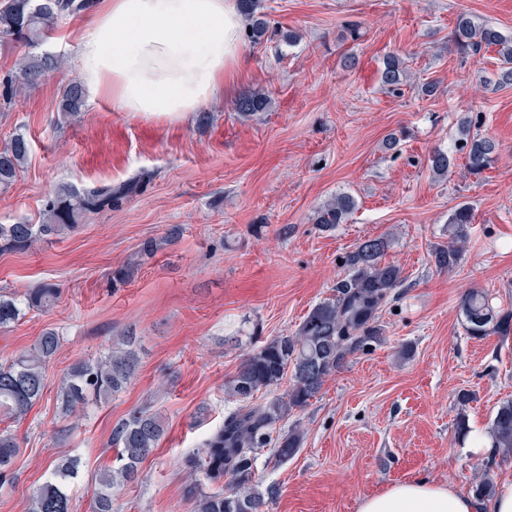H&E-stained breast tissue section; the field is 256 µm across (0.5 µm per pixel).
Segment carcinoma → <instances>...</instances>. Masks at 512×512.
I'll return each instance as SVG.
<instances>
[{
	"instance_id": "1",
	"label": "carcinoma",
	"mask_w": 512,
	"mask_h": 512,
	"mask_svg": "<svg viewBox=\"0 0 512 512\" xmlns=\"http://www.w3.org/2000/svg\"><path fill=\"white\" fill-rule=\"evenodd\" d=\"M93 0H3L0 4V36L28 45H38L46 34L65 19L81 16ZM240 13L249 21L248 37L256 42L272 39L268 22L256 15L258 0H238ZM457 52L477 57L494 48L499 57V83L512 85V36L496 27L461 15L451 32ZM55 58L47 53L31 54L25 63L6 79L0 98L10 102L32 87L46 72L55 68ZM381 85L400 94L410 85L404 59L386 56L380 72ZM61 111L72 121L85 108L83 86L72 81L63 87ZM268 98L261 93H245L235 109L249 115L268 109ZM472 121L460 122L456 152L464 160L468 174L478 177L489 169L496 157V142L471 129ZM29 154V142L21 132L0 149V190L11 187ZM454 164L453 155L436 151L429 157L433 173L443 175ZM138 184L122 182L105 188L79 189L61 183L46 197L45 221L41 224H0V250H23L39 238L63 237L80 228L88 213L112 209L131 197ZM356 209V200L339 193L322 203L314 213V223L332 229L346 223ZM474 221L468 203L458 205L448 216L450 241L435 248L431 257L439 270L451 271L461 260ZM390 242L386 237L368 238L355 244L343 260L346 275L336 282L334 297L315 304L294 333L267 339L243 355L235 374L225 383V392L237 406L226 412L224 423L201 443L199 452L185 460L190 483L186 494L195 499L196 512H262L263 495L255 480L257 451L271 449L276 464L293 459L303 445L304 432L296 423L284 428L290 415L316 398L325 383L339 372L349 358L380 344L383 328L379 320L384 308L395 300L396 289L405 281L403 269L383 261ZM59 288L40 284L23 298L0 294V327L17 322L23 311L43 310L58 299ZM461 322L473 337L512 334V310L495 307L480 288L466 291L459 302ZM60 344L59 335L47 330L36 345L7 363H0V414L19 419L41 399L46 389V363ZM110 349L95 359L75 363L61 378L57 401L63 417L84 412L88 398L109 399L135 377L138 359L132 348ZM288 389L278 395L283 381ZM164 434L161 418L145 408L132 410L112 429L111 442L117 447L116 464L100 473L92 512H112L114 488L138 478L139 464L158 445ZM491 447L512 451V398L499 402L488 426ZM20 443L9 431L0 432V490L13 484L12 467ZM79 472V461L64 458L53 463L48 477L31 493L29 512H72L70 486ZM232 490L224 491V478ZM473 494L488 499L495 485L485 476L472 486Z\"/></svg>"
}]
</instances>
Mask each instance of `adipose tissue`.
<instances>
[{
	"mask_svg": "<svg viewBox=\"0 0 512 512\" xmlns=\"http://www.w3.org/2000/svg\"><path fill=\"white\" fill-rule=\"evenodd\" d=\"M242 31L233 0H104L77 45L86 95L186 121L223 96L243 62ZM357 512H512V483L480 500L450 482L409 479L361 497Z\"/></svg>",
	"mask_w": 512,
	"mask_h": 512,
	"instance_id": "ef3b65f1",
	"label": "adipose tissue"
}]
</instances>
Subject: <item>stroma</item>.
I'll return each instance as SVG.
<instances>
[{
	"label": "stroma",
	"mask_w": 512,
	"mask_h": 512,
	"mask_svg": "<svg viewBox=\"0 0 512 512\" xmlns=\"http://www.w3.org/2000/svg\"><path fill=\"white\" fill-rule=\"evenodd\" d=\"M259 11L297 42H246L243 71L188 121L134 118L108 97L78 122L62 121L60 90L80 77L77 41L92 9L59 22L37 49L55 56V69L0 108V147L18 131L30 144L17 180L0 191V224L42 223L45 198L62 182L82 189L155 173L112 210L87 214L76 233L0 251V294L45 282L61 289L53 308L0 328V363L44 331L61 337L40 401L21 421L0 416L21 444L0 512H28L60 457L80 459L73 512H90L96 478L116 455L112 429L139 407L166 430L138 482L115 489V512H194L184 462L234 408L224 382L242 354L293 333L333 295L345 253L377 236L406 277L382 312L385 339L295 412L304 440L294 459L277 465L260 452L258 489L273 494L264 512H356L359 498L407 479L471 491L480 459L456 419L485 429L512 397V335L468 336L458 302L474 287L512 308V87L496 82L495 50L465 57L449 36L462 14L512 35V0H259ZM346 52L357 69L341 67ZM392 53L406 59L412 87L434 82L437 93L384 90L378 71ZM248 90L268 96L269 111L236 112ZM465 116L497 142L496 158L477 179L459 166L438 177L428 158L453 150ZM393 134L402 138L395 152L384 147ZM340 192L355 198L354 213L320 230L315 209ZM463 202L474 209L465 252L452 272L436 271L430 254L447 243L448 216ZM149 238L158 247L146 256ZM128 264L131 281L112 285L113 270ZM130 332L135 379L65 430L60 377ZM463 390L472 395L464 407Z\"/></svg>",
	"instance_id": "obj_1"
}]
</instances>
